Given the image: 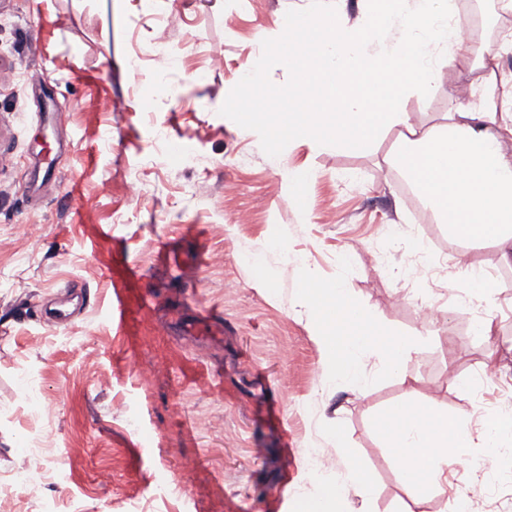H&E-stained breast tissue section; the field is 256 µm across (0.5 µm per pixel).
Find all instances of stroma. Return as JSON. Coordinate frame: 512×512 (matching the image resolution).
Here are the masks:
<instances>
[{
	"label": "stroma",
	"instance_id": "1",
	"mask_svg": "<svg viewBox=\"0 0 512 512\" xmlns=\"http://www.w3.org/2000/svg\"><path fill=\"white\" fill-rule=\"evenodd\" d=\"M368 0H0V477L27 470L45 438L51 480L13 491L14 512H302L337 446L369 495L335 512H512V456L474 448L480 473L448 471V490L416 499L383 432L418 401L468 425L512 415V287L467 299L461 270L512 277L489 245L449 239L387 161L397 130L366 146L279 143L274 113L295 79L272 64L240 105L241 76L295 20L359 24ZM165 45L170 59L155 56ZM138 66H131V59ZM434 90L401 101L430 127ZM41 112L58 113L53 125ZM165 139H157V128ZM205 160L187 166L178 151ZM287 172L302 174L290 196ZM51 167L30 190L35 161ZM344 279L380 342L411 344L404 367L374 358L363 387L331 381L309 278ZM130 292L112 318L114 283ZM74 314L50 318L60 299ZM438 304L441 320L421 317ZM493 321L491 336L474 320ZM189 321L213 325L185 333ZM343 442L335 444L333 431ZM299 449L294 464L286 449Z\"/></svg>",
	"mask_w": 512,
	"mask_h": 512
}]
</instances>
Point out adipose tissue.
I'll list each match as a JSON object with an SVG mask.
<instances>
[{
	"label": "adipose tissue",
	"mask_w": 512,
	"mask_h": 512,
	"mask_svg": "<svg viewBox=\"0 0 512 512\" xmlns=\"http://www.w3.org/2000/svg\"><path fill=\"white\" fill-rule=\"evenodd\" d=\"M455 0H370L366 20L342 26L323 20L313 59L288 61L294 69L305 120L281 129L279 138H309L329 150L365 145L381 132L399 129L400 149L391 162L406 176L423 205L450 237L492 243L499 261L512 266V93L496 76V54L482 45H462ZM469 65L475 76L468 98L448 101L442 122L421 129L399 102L412 89L430 91L440 67ZM377 346L373 332L358 331L329 341V373L362 386L361 364ZM388 446L404 459L411 483L438 488L448 480V458L478 446L500 451L512 446V417L486 416L477 429L438 407L400 409ZM363 486L362 471L344 457L339 471L326 474L309 512H333L338 489Z\"/></svg>",
	"instance_id": "1"
}]
</instances>
